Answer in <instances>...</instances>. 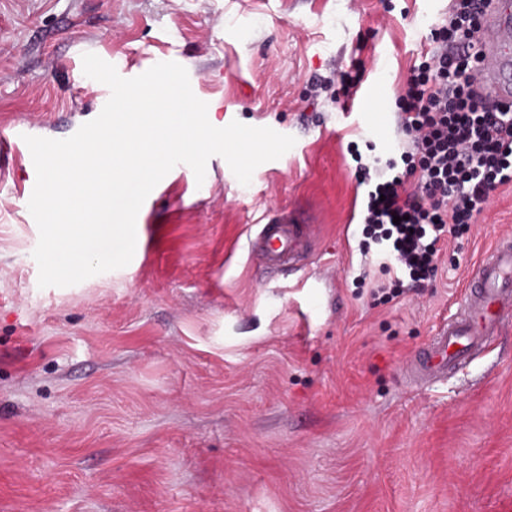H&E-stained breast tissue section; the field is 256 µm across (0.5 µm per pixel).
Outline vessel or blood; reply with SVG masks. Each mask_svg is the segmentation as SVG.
<instances>
[{"label":"vessel or blood","instance_id":"obj_1","mask_svg":"<svg viewBox=\"0 0 512 512\" xmlns=\"http://www.w3.org/2000/svg\"><path fill=\"white\" fill-rule=\"evenodd\" d=\"M479 91L491 101L512 105V0H491L482 20ZM315 235L312 224L293 214L264 225L248 242L254 261L274 273L301 261ZM512 317V235H502L468 269L453 314L441 321L429 342L403 368L421 385L447 377L450 368L476 347L487 346Z\"/></svg>","mask_w":512,"mask_h":512}]
</instances>
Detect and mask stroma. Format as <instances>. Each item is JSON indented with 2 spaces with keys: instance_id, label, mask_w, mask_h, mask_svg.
I'll return each instance as SVG.
<instances>
[{
  "instance_id": "stroma-1",
  "label": "stroma",
  "mask_w": 512,
  "mask_h": 512,
  "mask_svg": "<svg viewBox=\"0 0 512 512\" xmlns=\"http://www.w3.org/2000/svg\"><path fill=\"white\" fill-rule=\"evenodd\" d=\"M448 0H0V139H60L101 112L82 56L137 76L168 57L221 115L295 137L242 185L152 190L149 247L124 268L38 285L0 151V512H512V321L415 388L402 364L453 310L464 272L512 233V186L449 242L423 288L366 248L360 165L399 157L396 100ZM380 74L347 113L341 72ZM304 214L307 263L268 274L248 239Z\"/></svg>"
}]
</instances>
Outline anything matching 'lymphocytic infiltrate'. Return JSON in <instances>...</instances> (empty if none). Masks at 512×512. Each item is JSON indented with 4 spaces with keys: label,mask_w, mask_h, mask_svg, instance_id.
<instances>
[{
    "label": "lymphocytic infiltrate",
    "mask_w": 512,
    "mask_h": 512,
    "mask_svg": "<svg viewBox=\"0 0 512 512\" xmlns=\"http://www.w3.org/2000/svg\"><path fill=\"white\" fill-rule=\"evenodd\" d=\"M485 2L450 0L430 31L433 51L410 69L397 98L404 169L369 190L363 216L366 234L388 243L395 263L384 298L399 297L404 281L433 276L448 240L512 184V111L492 108L474 88Z\"/></svg>",
    "instance_id": "f902f5d3"
}]
</instances>
